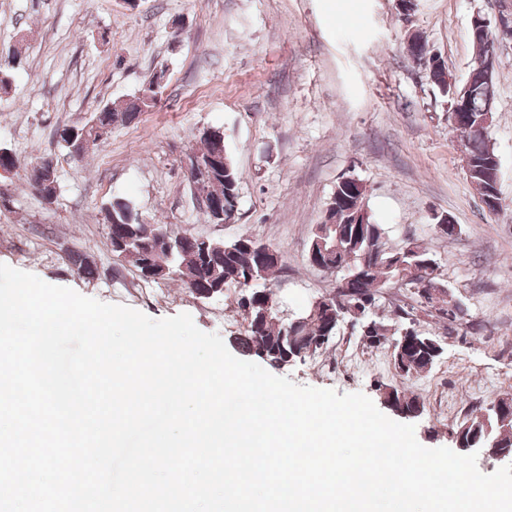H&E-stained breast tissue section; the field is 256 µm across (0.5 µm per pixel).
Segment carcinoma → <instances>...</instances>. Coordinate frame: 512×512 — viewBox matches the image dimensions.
I'll return each instance as SVG.
<instances>
[{"instance_id": "obj_1", "label": "carcinoma", "mask_w": 512, "mask_h": 512, "mask_svg": "<svg viewBox=\"0 0 512 512\" xmlns=\"http://www.w3.org/2000/svg\"><path fill=\"white\" fill-rule=\"evenodd\" d=\"M410 56L417 61H427L430 78L439 89L448 95L449 104H455L448 89V71L439 57L426 58L427 43L415 35ZM23 65L21 51L13 49L0 55V90H8L14 73ZM466 93L463 112L449 111L448 120L460 132L463 146L475 162L470 182L483 198L499 192L492 162L497 155L491 145L489 132L474 129L475 120L485 112L493 111L494 80L486 78L481 64L473 62L465 81ZM159 87L150 80L129 99L122 102H106L99 105L89 119L80 124L56 129L55 137L67 156V137L71 130L84 131L92 123L114 129L118 126L136 125L142 114L155 108L160 98ZM224 142V131L219 128L206 129L201 133L200 146L191 150V155L204 163L216 160L211 165L205 184L206 198L199 204V211L209 224L216 223L215 210L211 203L220 205L223 221L233 222L238 211L241 177L228 152L217 153L218 145ZM37 163H32L26 179L40 198L58 191V179L43 182L37 175ZM366 184L355 178H343L327 204L324 220L328 226V240L335 244L324 260L325 269L354 277L350 284L347 304L357 305L362 297L372 295L374 308H379L383 290L392 288L415 276L423 279L430 275L428 263L434 261L432 254L416 240L389 250L384 240V225L377 223L366 204ZM105 224L109 230L110 245L122 240L125 246L112 249V253L130 263L139 276L161 279L180 276L185 288L196 295L212 288L235 286L243 294L237 305L246 321L245 334L237 343L245 355H255L272 366H281L288 361L304 360L319 353L331 343L338 329L345 323L353 326H370L362 335L364 344L377 347L391 343L395 368L404 376L426 373L432 369L444 351L443 341L434 335L422 332L414 318L418 297H413L410 309L400 308L399 322L384 324L378 316L370 314L363 318L350 312L339 313V318L329 320L321 308L309 307L300 316L301 322L293 324L284 320L275 308L272 294L267 289L254 287L260 280L267 281L279 270V262L268 259L274 250L250 236L243 239L240 248L232 251L234 242L224 243V248H214L201 253L198 235H173L164 224H152L145 220L130 201L114 197L103 208ZM382 251L380 263L366 271L349 266L351 255L359 254L366 247ZM385 402L396 403L407 410L423 408L416 396L393 389L384 395ZM448 434L459 448H485L493 453L505 452L512 457V396L493 400L480 414L466 413L448 429Z\"/></svg>"}]
</instances>
